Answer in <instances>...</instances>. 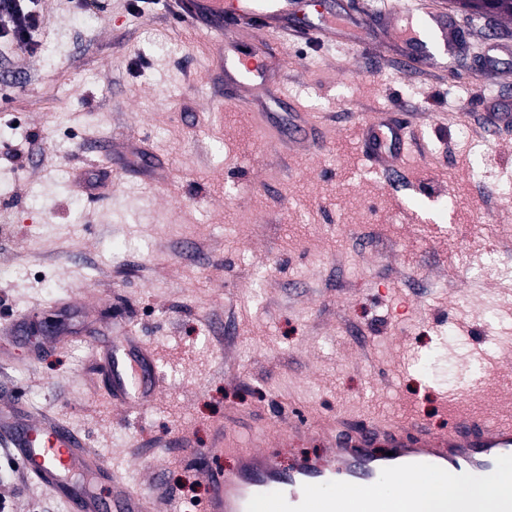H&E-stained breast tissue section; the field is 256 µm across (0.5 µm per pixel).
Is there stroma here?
Segmentation results:
<instances>
[{"label":"stroma","instance_id":"obj_1","mask_svg":"<svg viewBox=\"0 0 512 512\" xmlns=\"http://www.w3.org/2000/svg\"><path fill=\"white\" fill-rule=\"evenodd\" d=\"M32 51L0 37V327L74 301L70 339L23 336L0 359L12 398L74 425L155 512H196L225 413L268 418L280 465L324 441H279L296 421L420 417L478 384L466 354L512 330L484 279L471 321L451 299L471 271L456 250L493 248L512 268V23L452 0H372L342 39L274 35L277 79L315 117L313 141H261L227 101L224 43L163 0H33ZM442 18L461 39L410 72L402 13ZM223 101L210 114L211 102ZM391 115L414 139L386 169L364 158V121ZM112 145L109 158L91 152ZM106 172L95 196L82 181ZM133 336L158 355L143 409L113 406L95 337ZM10 512H66L0 449Z\"/></svg>","mask_w":512,"mask_h":512}]
</instances>
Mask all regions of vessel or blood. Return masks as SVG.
I'll list each match as a JSON object with an SVG mask.
<instances>
[{"label":"vessel or blood","mask_w":512,"mask_h":512,"mask_svg":"<svg viewBox=\"0 0 512 512\" xmlns=\"http://www.w3.org/2000/svg\"><path fill=\"white\" fill-rule=\"evenodd\" d=\"M187 18L210 17L215 31L247 25L263 33L288 27L299 0H173ZM263 48L225 62V73L240 87L264 84L269 68ZM407 143L404 122L367 121L366 154L375 168L401 158ZM96 365L107 378L114 406L138 408L155 395L160 381L150 348L131 336L99 343ZM331 450L326 460H302L282 469L270 450L242 447L235 431L218 429L207 456L235 455V470L210 469L204 478L210 493L200 512H388L377 492L396 474L429 475L462 486L487 482L498 458L512 453V408L499 417L455 411L445 429L424 419L354 420L337 417L327 430ZM386 447L379 456L375 447ZM0 447L11 449L25 474L60 497L69 512H151L148 499L115 478L107 461L90 448L79 430L48 413L33 414L21 402L0 404ZM452 512H512V499L474 502L457 499Z\"/></svg>","instance_id":"obj_1"}]
</instances>
